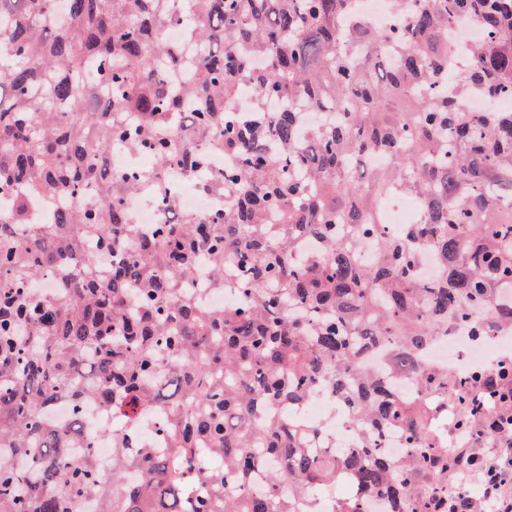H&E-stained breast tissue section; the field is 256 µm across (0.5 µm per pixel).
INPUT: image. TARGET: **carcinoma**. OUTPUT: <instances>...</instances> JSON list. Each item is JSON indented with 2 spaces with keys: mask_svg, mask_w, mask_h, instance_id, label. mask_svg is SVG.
I'll use <instances>...</instances> for the list:
<instances>
[{
  "mask_svg": "<svg viewBox=\"0 0 512 512\" xmlns=\"http://www.w3.org/2000/svg\"><path fill=\"white\" fill-rule=\"evenodd\" d=\"M180 2L183 43L166 36L173 0H0V449L30 463L0 456V512H84L91 498L99 512H186L190 499L191 512H320L338 481L351 493L336 512L379 499L445 512L448 429L512 414L511 399L470 397L490 379L506 388L512 358L463 379L422 362L440 333L512 328V109L460 108L471 93L512 98V0H392L409 22L385 31L352 17V0ZM461 16L483 32L465 69L448 44ZM245 88L258 118L269 100L281 109L230 120ZM301 105L324 114L308 139ZM210 138L232 158L217 177ZM114 146L157 166L111 169ZM179 179L232 201L140 232L125 199L149 186L170 204ZM87 192L97 205L20 236L33 198ZM404 194L422 208L393 235L383 207ZM66 265L81 276L64 296L30 288ZM201 269L214 288L235 277L240 302L201 308ZM376 360L408 374V392ZM318 392L358 446L316 448L313 428L274 415ZM65 397L74 422H46L43 406ZM87 399L131 425L168 405L166 447L126 456L119 427L108 474L89 446L63 453ZM387 427L399 457L381 451Z\"/></svg>",
  "mask_w": 512,
  "mask_h": 512,
  "instance_id": "obj_1",
  "label": "carcinoma"
}]
</instances>
